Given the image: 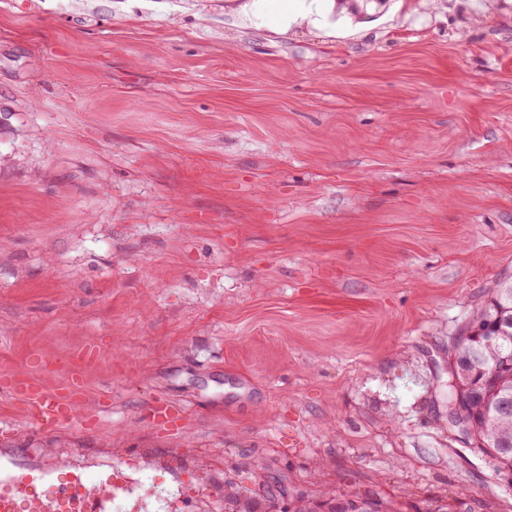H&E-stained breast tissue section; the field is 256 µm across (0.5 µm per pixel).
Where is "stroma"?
<instances>
[{
  "label": "stroma",
  "instance_id": "stroma-1",
  "mask_svg": "<svg viewBox=\"0 0 512 512\" xmlns=\"http://www.w3.org/2000/svg\"><path fill=\"white\" fill-rule=\"evenodd\" d=\"M288 2L0 0V373L98 347L91 425L0 389V467L48 500L148 459L125 512H512L446 388L512 280V0Z\"/></svg>",
  "mask_w": 512,
  "mask_h": 512
}]
</instances>
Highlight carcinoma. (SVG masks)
<instances>
[{
    "label": "carcinoma",
    "instance_id": "1",
    "mask_svg": "<svg viewBox=\"0 0 512 512\" xmlns=\"http://www.w3.org/2000/svg\"><path fill=\"white\" fill-rule=\"evenodd\" d=\"M474 317L495 339L490 344L472 339L457 344L448 402L460 401L476 439L496 453L499 467L512 468V368L496 375L495 391L484 393L477 387L483 371L503 358L512 360V281L502 282Z\"/></svg>",
    "mask_w": 512,
    "mask_h": 512
}]
</instances>
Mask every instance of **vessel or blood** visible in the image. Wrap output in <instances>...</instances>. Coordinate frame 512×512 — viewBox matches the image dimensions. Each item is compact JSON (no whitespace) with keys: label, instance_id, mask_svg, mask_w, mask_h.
Segmentation results:
<instances>
[{"label":"vessel or blood","instance_id":"1","mask_svg":"<svg viewBox=\"0 0 512 512\" xmlns=\"http://www.w3.org/2000/svg\"><path fill=\"white\" fill-rule=\"evenodd\" d=\"M58 362L53 358L41 361L40 375L9 373L0 376V385L23 402L31 417L48 419L58 423L68 422L80 416L84 410L85 386L78 373H71L57 386L46 383V376L55 371ZM34 475L4 476L0 474V512H11L18 494L28 492ZM112 485L105 482L83 489L82 512H99L101 500L111 495Z\"/></svg>","mask_w":512,"mask_h":512}]
</instances>
